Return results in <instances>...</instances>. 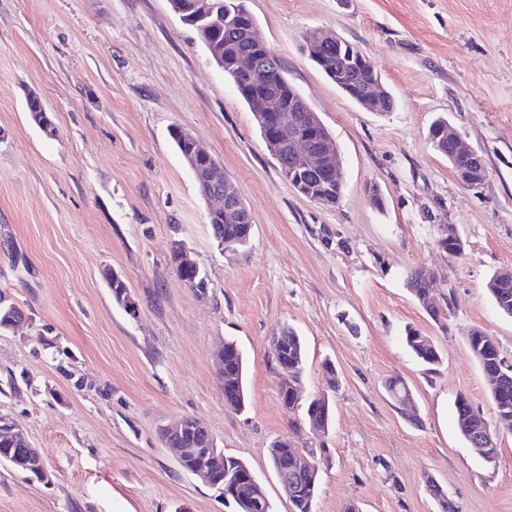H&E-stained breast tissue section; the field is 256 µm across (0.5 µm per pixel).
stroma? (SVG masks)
<instances>
[{"label": "stroma", "instance_id": "1", "mask_svg": "<svg viewBox=\"0 0 512 512\" xmlns=\"http://www.w3.org/2000/svg\"><path fill=\"white\" fill-rule=\"evenodd\" d=\"M289 82L334 137L338 203L284 179L248 107L169 0H0V291L25 313L0 332V413L40 449L48 480L0 464V512H228L185 473L158 435L184 416L245 460L274 512L290 503L273 441L317 449L315 512H512V430L487 461L467 446L454 403L494 419L468 335L494 336L512 362V318L485 284L512 270V0H246ZM329 29L375 64L392 112L362 110L302 50ZM53 113L46 135L26 110ZM446 117L485 159L462 184L428 129ZM190 132L224 165L252 217L246 248L223 250L208 203L169 130ZM381 204H374L372 190ZM465 243L452 257L437 227ZM182 244L207 281L190 288L172 261ZM423 266L452 299L432 320L406 286ZM115 271L137 303L117 305ZM295 328L308 395L330 392L333 426L313 435L288 413L270 339ZM431 337L426 370L406 328ZM235 339L248 407L224 405L215 353ZM336 368L329 390L324 362ZM402 379L415 411L387 383ZM403 339L415 358L421 364L428 367L427 370H436V367L442 361V357L436 344L430 337L421 336L419 330L409 328L408 330L406 329Z\"/></svg>", "mask_w": 512, "mask_h": 512}]
</instances>
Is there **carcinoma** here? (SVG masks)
Here are the masks:
<instances>
[{
  "instance_id": "1",
  "label": "carcinoma",
  "mask_w": 512,
  "mask_h": 512,
  "mask_svg": "<svg viewBox=\"0 0 512 512\" xmlns=\"http://www.w3.org/2000/svg\"><path fill=\"white\" fill-rule=\"evenodd\" d=\"M210 28L217 34V39L224 46V57L231 59L238 54H252L259 58L267 55L268 48L261 47L253 38V31L257 30V21L246 7L245 0H209ZM361 51L351 43H342L336 51L323 60H316L314 64L330 81H335L338 72L346 73L345 91L356 103H361V93L369 83L380 81V74L375 66L360 59ZM224 74L233 82L238 97L248 106L252 113L260 108L282 112L289 115L293 122L284 127L283 136L303 132L310 122L308 112H288V98L295 100L301 98L300 92L288 82L282 64L271 68L262 83L257 87H248L239 80V74L229 68H224ZM429 139L433 148L448 158L452 168L469 165L466 156L456 153L448 141V120L440 118L435 120L429 128ZM344 182L338 181L325 188L312 186L313 197L324 201L326 205L336 204L343 190ZM210 230L213 238H220L227 244V248L236 249L246 246L251 238V228L244 224H236L222 217L209 218ZM434 273L425 268H415L406 276V285L418 303L432 319L433 306L427 304V289L424 288L426 280ZM485 288L493 299L498 310L512 318V275L507 276L501 271L495 272L486 282ZM24 315L20 307H14L7 302L0 306V331L9 329V323ZM404 342L415 358L428 370L434 371L441 363V354L428 337L420 334L419 330L410 328L405 331ZM224 397L239 403L246 408L247 392L245 385L246 360L244 353L236 340H224ZM470 351L481 369L491 370L497 366L498 356L494 348H487L485 333L471 331L468 336ZM271 350L275 360H288L290 362L305 363L306 347L302 336L292 327H286L272 337ZM301 411L304 421L309 428H314L322 435H328L332 426V402L329 394L321 392L314 397L306 398L303 388H298V394L291 400L288 412ZM269 459L278 479H287L288 484L295 486V492L288 496L292 505L291 512H311L309 504L316 498L320 486V471L307 469L297 475L293 472L294 461L299 454H312V448H298L291 443L285 444L274 441L268 449Z\"/></svg>"
}]
</instances>
